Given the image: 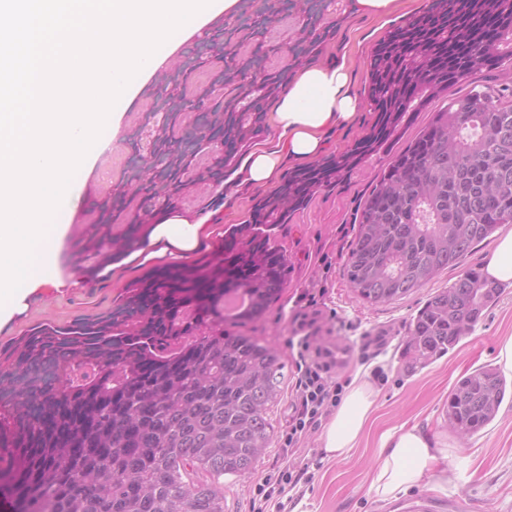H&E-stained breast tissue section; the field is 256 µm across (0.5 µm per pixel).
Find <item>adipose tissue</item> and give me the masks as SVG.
Wrapping results in <instances>:
<instances>
[{"mask_svg": "<svg viewBox=\"0 0 512 512\" xmlns=\"http://www.w3.org/2000/svg\"><path fill=\"white\" fill-rule=\"evenodd\" d=\"M360 105L345 58L308 64L295 71L269 116L278 139L250 152L241 170L244 182L256 187L271 184L286 155L301 161L320 157L326 151L324 130L354 121ZM206 237L205 222L167 215L150 235V255L155 258L190 253L201 249ZM375 401L368 381L352 383L322 435L323 449L329 458L344 459L356 448ZM380 446L384 455L374 469L368 489L369 494L380 500L395 497L418 483L438 460L433 444L414 427L383 433Z\"/></svg>", "mask_w": 512, "mask_h": 512, "instance_id": "ef3b65f1", "label": "adipose tissue"}]
</instances>
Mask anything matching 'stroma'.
I'll return each instance as SVG.
<instances>
[{
  "instance_id": "1",
  "label": "stroma",
  "mask_w": 512,
  "mask_h": 512,
  "mask_svg": "<svg viewBox=\"0 0 512 512\" xmlns=\"http://www.w3.org/2000/svg\"><path fill=\"white\" fill-rule=\"evenodd\" d=\"M427 0H401L387 21L353 14L351 0H335V37L325 43L319 58L347 53L356 90L368 84V62L375 44L390 26L422 10ZM157 74H150L133 93V103L118 114L111 150L91 164L89 177L77 194V210L61 239L60 284L36 288L23 312L0 317V349L40 324L66 326L83 317L108 311L124 286L149 269L144 260L119 259L94 282L79 274L78 241L90 222V201L117 183L131 153L126 138L141 122ZM373 157L336 186L317 192L308 206L279 227L275 242L288 258V286L280 300L259 321L240 331L273 346L284 365L280 400L270 408L273 441L247 477L224 479V512H250L258 482L277 477L282 467L284 440L293 415L298 379L297 340L307 339L311 350H323L338 336L353 349V361L333 378L349 386L354 377L370 382L377 392L375 409L349 458L328 459L322 450L323 426L311 429L298 444V459L310 467L296 488L284 496L285 512H402L414 500L427 497L431 512H512V404L503 403L496 419L480 434L462 441L448 428L445 414L448 393L465 372L497 362L502 338L512 336V286L484 313L472 332L447 355L427 364H415L403 355L408 325L427 299L450 286L461 271L485 266L493 247L486 240L475 245L458 267L404 298L378 306L357 299L344 276L355 217L361 200L386 164ZM263 188L241 186L238 174L224 180L223 189L198 186L183 206L191 220L208 219L214 232L206 240L214 251L227 228L246 222ZM418 427L439 448L446 450L435 468L397 497L379 501L367 488L380 456L379 440L385 431L402 425Z\"/></svg>"
}]
</instances>
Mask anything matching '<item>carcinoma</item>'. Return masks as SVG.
<instances>
[{
    "instance_id": "obj_1",
    "label": "carcinoma",
    "mask_w": 512,
    "mask_h": 512,
    "mask_svg": "<svg viewBox=\"0 0 512 512\" xmlns=\"http://www.w3.org/2000/svg\"><path fill=\"white\" fill-rule=\"evenodd\" d=\"M327 0H276L250 30L226 21L224 56L248 70L283 52L271 27L288 12L303 55L332 40ZM512 60V0H429L374 46L366 98L369 131L345 151L298 166L231 226L210 255L161 264L128 283L106 315L67 327L44 323L0 352V509L3 512H224V476L250 473L270 447L267 418L285 375L278 352L233 331L262 318L287 285V259L272 231L314 194L383 154L388 163L361 202L344 276L356 297L387 304L453 268L471 248L512 224V104L503 95L453 91L472 74ZM288 68L214 82L212 125L224 133V165L168 161L167 183L94 200L79 240L95 281L144 248L157 220L199 184L222 186L241 150L266 132V107ZM446 107L402 149L394 146L436 99ZM482 269L438 290L409 324L404 355L426 364L473 330L501 294ZM248 296L229 312L231 296ZM512 380L496 367L461 376L448 394V428L472 437L497 417Z\"/></svg>"
}]
</instances>
